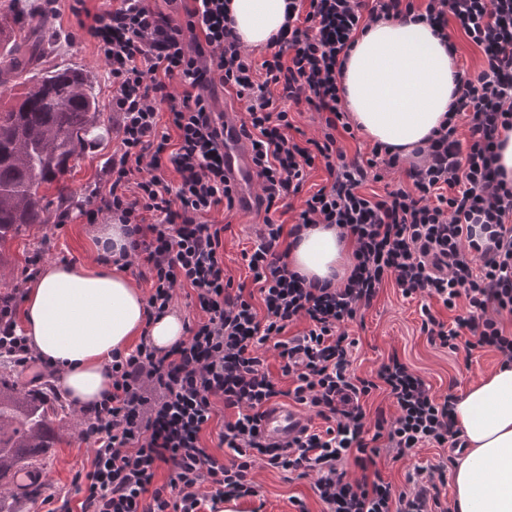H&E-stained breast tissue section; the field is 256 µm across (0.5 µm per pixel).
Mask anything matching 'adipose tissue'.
I'll return each mask as SVG.
<instances>
[{"instance_id":"obj_1","label":"adipose tissue","mask_w":512,"mask_h":512,"mask_svg":"<svg viewBox=\"0 0 512 512\" xmlns=\"http://www.w3.org/2000/svg\"><path fill=\"white\" fill-rule=\"evenodd\" d=\"M287 0H226L244 44L266 45L284 22ZM455 61L422 22L388 19L360 35L343 69L346 106L370 139L410 153L446 118L454 100ZM310 279L341 281L349 263L335 230H304L288 254ZM24 333L62 370L68 398L90 406L110 390L109 353L141 334L167 349L185 337L183 318L146 323L139 288L116 266H47L23 304ZM453 417L467 442L453 470L456 512H512V366L496 367L456 398Z\"/></svg>"}]
</instances>
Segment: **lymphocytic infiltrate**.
I'll list each match as a JSON object with an SVG mask.
<instances>
[{
  "mask_svg": "<svg viewBox=\"0 0 512 512\" xmlns=\"http://www.w3.org/2000/svg\"><path fill=\"white\" fill-rule=\"evenodd\" d=\"M178 15L151 0H70L76 29L69 42H90L108 66L116 146L85 200H63L56 223L119 224L128 239L119 259L148 285L145 320L172 310L187 291L197 316L169 349L141 336L113 350L110 391L76 408L80 438L93 450L90 471L76 477L78 505L51 512H205L224 501L253 499L256 463L297 478L313 477L322 512H453L442 499L446 456L414 467L394 492L379 467L381 449L408 461L420 448H464L452 411L454 394L434 397L424 376L391 354L374 377L352 373L357 345L345 330L359 306L386 283L422 298L421 330L450 353L491 351L512 363V186L497 160L512 132V0H288L286 21L250 58L224 10L225 0H181ZM410 17L448 39L456 23L480 50L475 72L455 74L456 98L445 125L411 155L374 143L347 155L355 135L343 102V66L351 45L373 23ZM180 92H172L173 84ZM244 108L238 140L251 158L263 216L259 242L247 254L251 285L224 272V224L212 211L233 210L237 192L224 167V115L219 91ZM317 113L320 133L302 137L289 110ZM467 125L469 147L458 138ZM327 174L310 196L308 168ZM173 168L176 185L165 179ZM405 179L366 195L384 173ZM303 197L301 208L292 201ZM287 212L291 225L278 222ZM310 224L336 227L353 248L344 282L306 280L288 265V251ZM24 287L0 296V365L29 385L58 394L61 371L43 361L18 330ZM453 312L445 323L431 301ZM465 314H458V306ZM305 321L303 331L285 330ZM279 357L271 372L259 350ZM291 381L282 389L280 378ZM384 390L395 407L366 425L363 401ZM287 397L319 418L280 444L264 433L269 409ZM233 411L217 434L229 459L207 453L202 433L217 407ZM168 479L157 483L160 468ZM357 477H350V468Z\"/></svg>",
  "mask_w": 512,
  "mask_h": 512,
  "instance_id": "lymphocytic-infiltrate-1",
  "label": "lymphocytic infiltrate"
}]
</instances>
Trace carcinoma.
<instances>
[{"instance_id": "cac0c4a2", "label": "carcinoma", "mask_w": 512, "mask_h": 512, "mask_svg": "<svg viewBox=\"0 0 512 512\" xmlns=\"http://www.w3.org/2000/svg\"><path fill=\"white\" fill-rule=\"evenodd\" d=\"M14 5L0 12V86L22 88L0 106V267L9 244L49 221L53 201L40 193L58 182L67 163L100 128L101 108L89 76L76 68L37 69L45 53L41 29L10 25ZM54 402L0 377V512H13L4 491L17 472L64 441L53 426Z\"/></svg>"}]
</instances>
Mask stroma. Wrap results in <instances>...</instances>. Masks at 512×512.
Listing matches in <instances>:
<instances>
[{
	"label": "stroma",
	"mask_w": 512,
	"mask_h": 512,
	"mask_svg": "<svg viewBox=\"0 0 512 512\" xmlns=\"http://www.w3.org/2000/svg\"><path fill=\"white\" fill-rule=\"evenodd\" d=\"M74 26L69 10H62L58 19L49 21L46 29L49 38L43 68L53 69L74 66L82 69L91 79L100 103H107L111 89L107 79L108 68L90 43H69L65 35ZM111 112L101 114V128L97 138L89 140L70 163L61 186H43L49 198L64 195L84 199L106 156L112 151ZM212 220H230L231 227L224 234V268L233 282L246 280L248 270L242 253L251 248L262 219L245 209L231 214L215 212ZM96 225L72 219L62 227L54 224L32 229L16 238L10 247L12 262L0 269V295L11 293L22 284V272L29 256L41 247L43 240H50L55 257H67L74 263L94 265ZM421 302L403 297L394 286H386L371 306L362 308L360 318L347 326V331L358 342L353 353V367L357 375L375 374L391 352H398L412 368L421 372L432 387L434 395L464 392L484 373L499 364L495 353L476 354L471 363H464L446 350L427 343L420 332ZM68 440L49 449L40 456L31 469L22 470L11 482L15 512H47L42 499L46 495L77 500L73 482L76 472L91 468L93 452L79 437L76 418L66 421ZM260 495L265 502V512H298L299 505H306L308 512H322L323 505L315 495L312 478L287 480L284 474L264 465H257L252 473Z\"/></svg>",
	"instance_id": "stroma-1"
}]
</instances>
